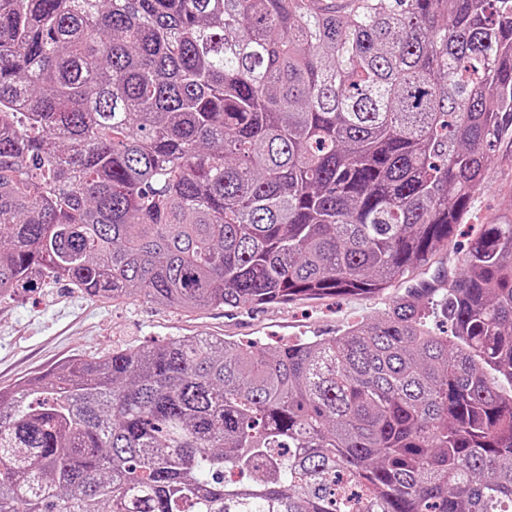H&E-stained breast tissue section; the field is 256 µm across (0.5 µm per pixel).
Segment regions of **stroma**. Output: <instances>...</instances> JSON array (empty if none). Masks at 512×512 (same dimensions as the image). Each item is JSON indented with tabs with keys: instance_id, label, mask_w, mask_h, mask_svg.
<instances>
[{
	"instance_id": "obj_1",
	"label": "stroma",
	"mask_w": 512,
	"mask_h": 512,
	"mask_svg": "<svg viewBox=\"0 0 512 512\" xmlns=\"http://www.w3.org/2000/svg\"><path fill=\"white\" fill-rule=\"evenodd\" d=\"M512 212V129L498 143L454 243L437 250L380 296L298 299L264 308L208 307L181 312L148 300L102 302L59 281L45 280L0 302V388H13L57 371L67 360L103 355L128 345L152 347L174 337L218 336L272 347L282 340L328 338L347 325L381 316L408 289L454 279L458 258L483 224Z\"/></svg>"
}]
</instances>
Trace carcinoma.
Masks as SVG:
<instances>
[{"mask_svg":"<svg viewBox=\"0 0 512 512\" xmlns=\"http://www.w3.org/2000/svg\"><path fill=\"white\" fill-rule=\"evenodd\" d=\"M510 125L512 0H0V301L382 294ZM459 264L339 336L0 390V512H512V213Z\"/></svg>","mask_w":512,"mask_h":512,"instance_id":"1","label":"carcinoma"}]
</instances>
